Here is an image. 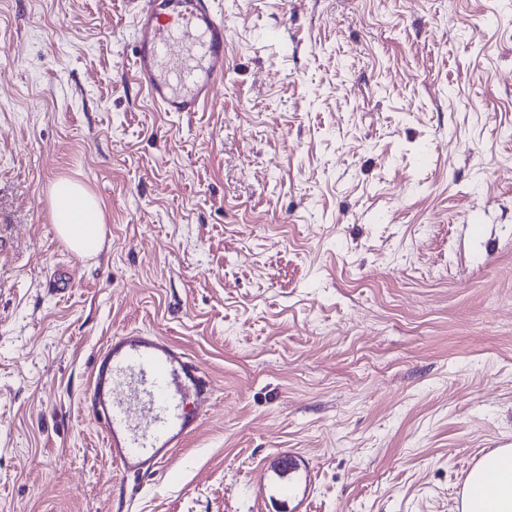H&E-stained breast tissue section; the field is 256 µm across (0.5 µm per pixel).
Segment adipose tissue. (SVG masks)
<instances>
[{
	"label": "adipose tissue",
	"mask_w": 512,
	"mask_h": 512,
	"mask_svg": "<svg viewBox=\"0 0 512 512\" xmlns=\"http://www.w3.org/2000/svg\"><path fill=\"white\" fill-rule=\"evenodd\" d=\"M51 218L60 238L80 257L97 256L104 245V212L98 199L67 178L50 187ZM461 512H512V448L483 457L471 470Z\"/></svg>",
	"instance_id": "adipose-tissue-1"
}]
</instances>
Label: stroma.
<instances>
[{"instance_id": "obj_1", "label": "stroma", "mask_w": 512, "mask_h": 512, "mask_svg": "<svg viewBox=\"0 0 512 512\" xmlns=\"http://www.w3.org/2000/svg\"><path fill=\"white\" fill-rule=\"evenodd\" d=\"M214 3L223 85L157 112L136 0H0V512H458L512 445V0ZM128 329L214 388L140 479L86 405ZM51 218L60 238L79 257H95L104 245V212L98 199L67 178L50 187Z\"/></svg>"}]
</instances>
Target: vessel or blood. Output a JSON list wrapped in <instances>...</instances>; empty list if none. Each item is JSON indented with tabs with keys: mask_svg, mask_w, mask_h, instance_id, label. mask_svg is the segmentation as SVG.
I'll list each match as a JSON object with an SVG mask.
<instances>
[{
	"mask_svg": "<svg viewBox=\"0 0 512 512\" xmlns=\"http://www.w3.org/2000/svg\"><path fill=\"white\" fill-rule=\"evenodd\" d=\"M132 68L162 112H199L224 81V19L209 0H141ZM209 381L180 347L147 331L112 337L96 355L88 395L114 464L159 471L203 424L191 401Z\"/></svg>",
	"mask_w": 512,
	"mask_h": 512,
	"instance_id": "1",
	"label": "vessel or blood"
}]
</instances>
